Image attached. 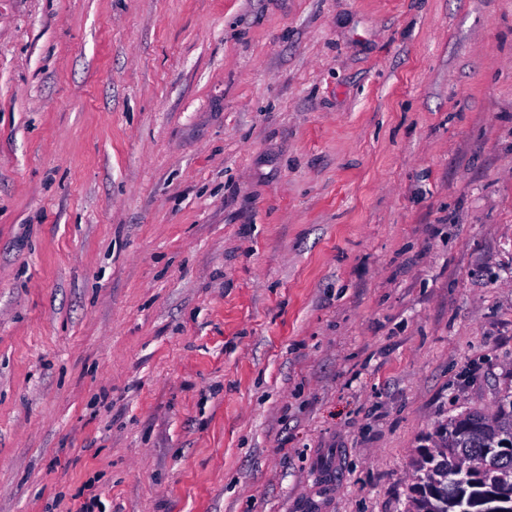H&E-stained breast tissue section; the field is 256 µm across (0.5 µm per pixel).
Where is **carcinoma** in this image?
I'll list each match as a JSON object with an SVG mask.
<instances>
[{"label": "carcinoma", "instance_id": "1", "mask_svg": "<svg viewBox=\"0 0 512 512\" xmlns=\"http://www.w3.org/2000/svg\"><path fill=\"white\" fill-rule=\"evenodd\" d=\"M512 430V395L492 415L468 411L442 426L431 448L415 452L406 512H512V452L496 450Z\"/></svg>", "mask_w": 512, "mask_h": 512}]
</instances>
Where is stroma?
<instances>
[{"mask_svg": "<svg viewBox=\"0 0 512 512\" xmlns=\"http://www.w3.org/2000/svg\"><path fill=\"white\" fill-rule=\"evenodd\" d=\"M512 392V0H0V512H405Z\"/></svg>", "mask_w": 512, "mask_h": 512, "instance_id": "obj_1", "label": "stroma"}]
</instances>
